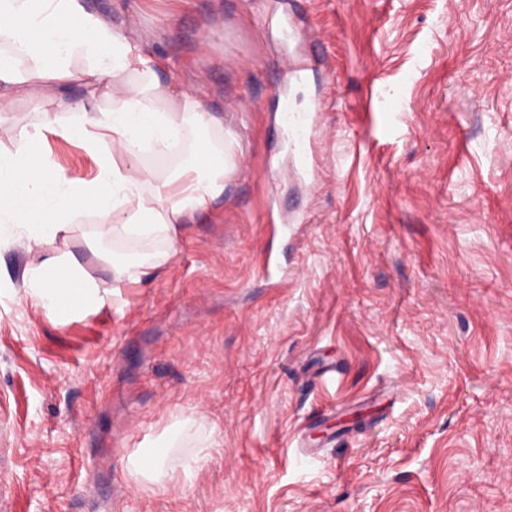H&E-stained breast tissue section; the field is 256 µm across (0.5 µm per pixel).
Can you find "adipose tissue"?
Wrapping results in <instances>:
<instances>
[{"label": "adipose tissue", "instance_id": "1", "mask_svg": "<svg viewBox=\"0 0 512 512\" xmlns=\"http://www.w3.org/2000/svg\"><path fill=\"white\" fill-rule=\"evenodd\" d=\"M166 64L80 0H0V116L21 107L42 115L38 130L16 134L15 150L0 149V223L16 225L12 242L26 251L55 248L31 270L24 296L58 319L100 307L105 295L69 249L77 201L90 203L99 237L120 229L172 245L179 224L208 210L236 168L231 154L205 141L163 182L143 166L146 146L181 143L186 130L214 122L198 90L154 79ZM129 73L145 79L128 83ZM76 84L87 96L72 104L73 119L61 121L54 108ZM102 99L111 100V110L99 107ZM48 132L86 146L98 163L96 177H73L51 163L43 149ZM118 208L125 213L119 228L112 223Z\"/></svg>", "mask_w": 512, "mask_h": 512}]
</instances>
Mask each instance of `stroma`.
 I'll return each instance as SVG.
<instances>
[{"instance_id": "35a3bbf8", "label": "stroma", "mask_w": 512, "mask_h": 512, "mask_svg": "<svg viewBox=\"0 0 512 512\" xmlns=\"http://www.w3.org/2000/svg\"><path fill=\"white\" fill-rule=\"evenodd\" d=\"M200 86L234 172L163 240L70 248L112 299L23 301L0 244V472L12 512H512V0H81ZM302 14L323 70L282 86ZM324 90L292 178L283 99ZM91 179L87 148L48 139ZM275 223H267V212ZM160 258L139 282L112 259ZM182 419L159 492L129 464Z\"/></svg>"}]
</instances>
